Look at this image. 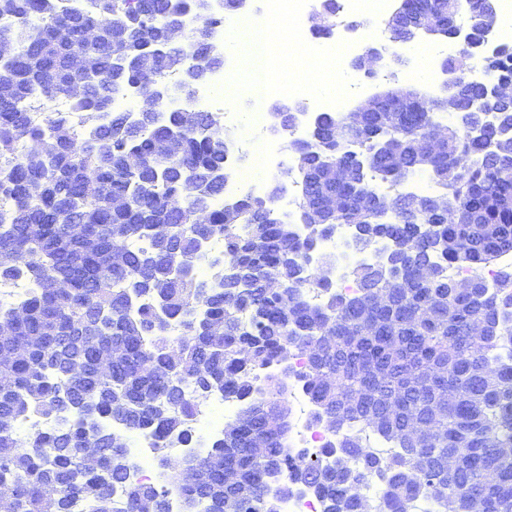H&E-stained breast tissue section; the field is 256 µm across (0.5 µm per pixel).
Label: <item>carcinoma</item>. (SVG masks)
I'll list each match as a JSON object with an SVG mask.
<instances>
[{"mask_svg": "<svg viewBox=\"0 0 512 512\" xmlns=\"http://www.w3.org/2000/svg\"><path fill=\"white\" fill-rule=\"evenodd\" d=\"M493 8V0H402L394 11L462 15L470 38L447 71L462 77L479 62L491 80L512 84V43L482 53ZM319 12V32L331 33L336 0H321ZM171 18L206 66L221 64L209 40L218 21L199 0H95L90 12L71 0H0V41L14 46L0 59V288L19 277L35 285L19 306H0V320L12 321L0 336V498L12 512H141L145 502L171 512L173 494L197 512H277L301 485L325 512H409L420 498L437 512H470L474 490L481 512H512V264L499 263L512 255V101L489 104L491 121L467 113L481 136L446 126L434 152L427 134L443 125L442 89L431 99L383 90L377 111L345 137L349 114L323 117L313 140L286 145L297 210L319 214L298 232L273 192L220 204L217 173L233 171L224 163L231 136L203 133L224 126L215 113L146 112L133 129L113 107L147 91L156 73L178 78L175 47L156 52ZM88 27L98 32L95 68L70 96ZM116 56L142 67L119 71ZM61 95L68 111L34 109ZM299 105L280 103V131L294 127ZM69 111L84 115L82 125ZM421 170L436 185L424 197L453 205L445 223L403 197V177ZM378 180L394 188L387 203ZM90 181L105 192L88 197ZM114 194L129 205L112 207ZM332 195L339 208L322 207ZM351 223L358 247L389 248L355 270L358 290L345 295L302 261L317 238ZM214 239L238 275H224L218 259L207 278L197 274ZM455 268L470 271V289L453 288ZM377 294L388 302L374 305ZM476 322L481 340L470 335ZM96 335L116 353L106 373L87 342ZM297 354L306 359L300 372L288 365ZM297 382L337 444L288 453V387ZM217 393L242 400L224 436L199 458L161 448V482L127 484L125 441L105 422L187 440L203 398ZM31 412L67 423L21 438L16 423ZM355 428L393 455L371 451ZM256 433L265 447H254ZM90 443L97 457L85 465ZM450 453L453 472L444 467ZM374 478L384 493L370 501L362 490Z\"/></svg>", "mask_w": 512, "mask_h": 512, "instance_id": "carcinoma-1", "label": "carcinoma"}]
</instances>
